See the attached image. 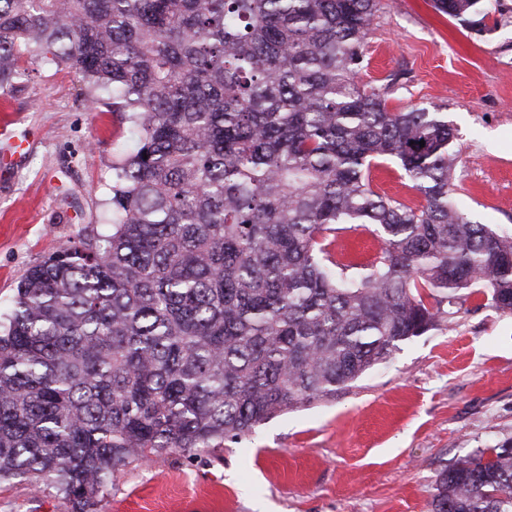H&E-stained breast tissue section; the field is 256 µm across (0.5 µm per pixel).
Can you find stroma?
<instances>
[{
    "mask_svg": "<svg viewBox=\"0 0 512 512\" xmlns=\"http://www.w3.org/2000/svg\"><path fill=\"white\" fill-rule=\"evenodd\" d=\"M496 19L478 36L430 0H382L364 44L360 85L391 109L437 106L458 131L454 198L473 220L512 234V0H483ZM23 91L0 92L24 155L0 140V317L21 276L101 216L112 160L138 134L126 113L89 111L71 70L33 61ZM374 186L420 196L391 160ZM381 248L372 228L337 232V258ZM512 436V314L472 296L452 323L401 344L336 399L259 425L240 443L171 454L120 471L103 512H431L453 458ZM0 512H63L54 490L0 485Z\"/></svg>",
    "mask_w": 512,
    "mask_h": 512,
    "instance_id": "1",
    "label": "stroma"
}]
</instances>
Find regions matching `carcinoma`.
<instances>
[{
	"label": "carcinoma",
	"mask_w": 512,
	"mask_h": 512,
	"mask_svg": "<svg viewBox=\"0 0 512 512\" xmlns=\"http://www.w3.org/2000/svg\"><path fill=\"white\" fill-rule=\"evenodd\" d=\"M460 22L482 0H432ZM380 0H0V89L76 71L138 146L0 324V483L100 512L131 464L239 442L336 398L475 294L512 312V234L452 200L455 130L356 82ZM393 160L423 198L375 190ZM383 246L338 261L330 237ZM432 512H512V437L438 475ZM341 226H352L353 228L336 233L335 243L331 247L335 252L336 259L349 258L363 261L380 251L382 244L379 237L376 236V232H373L374 227H356L357 224Z\"/></svg>",
	"instance_id": "carcinoma-1"
}]
</instances>
